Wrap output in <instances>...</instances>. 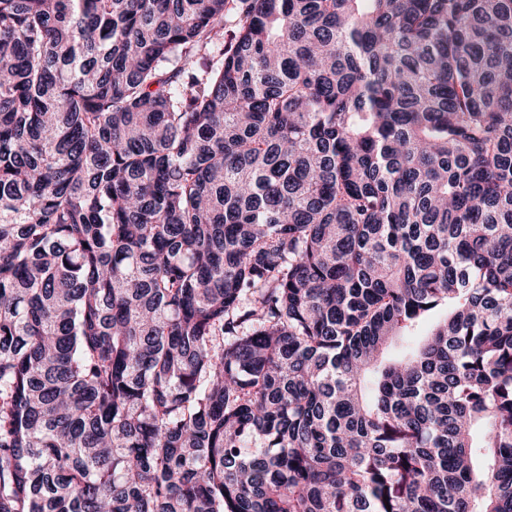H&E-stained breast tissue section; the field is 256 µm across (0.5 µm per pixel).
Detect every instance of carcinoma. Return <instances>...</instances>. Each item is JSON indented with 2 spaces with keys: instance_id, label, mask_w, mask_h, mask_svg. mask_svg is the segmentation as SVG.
I'll return each mask as SVG.
<instances>
[{
  "instance_id": "obj_1",
  "label": "carcinoma",
  "mask_w": 512,
  "mask_h": 512,
  "mask_svg": "<svg viewBox=\"0 0 512 512\" xmlns=\"http://www.w3.org/2000/svg\"><path fill=\"white\" fill-rule=\"evenodd\" d=\"M0 512H512V0H0Z\"/></svg>"
}]
</instances>
